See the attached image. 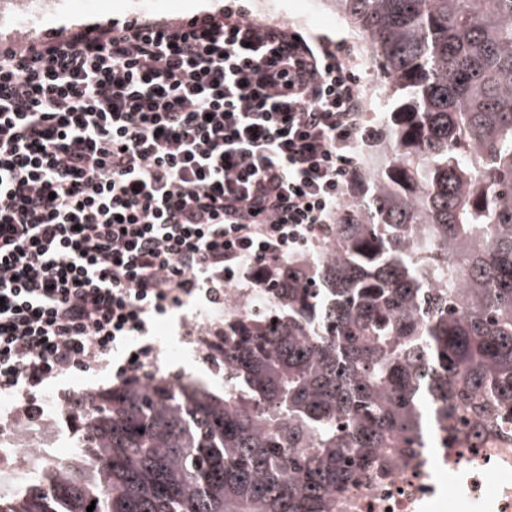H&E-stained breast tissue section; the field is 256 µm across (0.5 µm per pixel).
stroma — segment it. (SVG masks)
I'll use <instances>...</instances> for the list:
<instances>
[{
    "instance_id": "obj_1",
    "label": "stroma",
    "mask_w": 512,
    "mask_h": 512,
    "mask_svg": "<svg viewBox=\"0 0 512 512\" xmlns=\"http://www.w3.org/2000/svg\"><path fill=\"white\" fill-rule=\"evenodd\" d=\"M14 0H0V41L22 42L35 39L60 27H72L145 16L156 19H178L221 8L227 0H26L27 17L14 21ZM253 15L271 21L284 22L304 31L327 35L340 43L358 77L365 96L366 121L369 135L380 131L374 118L384 104L386 89L378 79V69L366 51L352 25L336 14L329 0H243ZM224 323V311L208 305L190 303L173 317L157 323L154 337L162 346V354L142 372L143 378L160 377L169 381H194L215 394L224 392V368L208 356L197 338L186 335L187 328L198 334L219 329ZM111 372H73L53 382L43 393L44 422L31 434L42 443V452L52 455L61 441H73L72 427L61 415V395L71 392L98 393L116 386Z\"/></svg>"
}]
</instances>
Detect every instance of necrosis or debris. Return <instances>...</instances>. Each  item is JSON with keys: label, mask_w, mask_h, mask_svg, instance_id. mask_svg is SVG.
I'll return each mask as SVG.
<instances>
[{"label": "necrosis or debris", "mask_w": 512, "mask_h": 512, "mask_svg": "<svg viewBox=\"0 0 512 512\" xmlns=\"http://www.w3.org/2000/svg\"><path fill=\"white\" fill-rule=\"evenodd\" d=\"M336 512H512V423L454 448H419L363 467Z\"/></svg>", "instance_id": "1"}]
</instances>
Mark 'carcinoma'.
<instances>
[{
  "mask_svg": "<svg viewBox=\"0 0 512 512\" xmlns=\"http://www.w3.org/2000/svg\"><path fill=\"white\" fill-rule=\"evenodd\" d=\"M333 2L390 114L334 238L209 332L224 395H92L71 464L0 512H334L364 461L512 413V0Z\"/></svg>",
  "mask_w": 512,
  "mask_h": 512,
  "instance_id": "cac0c4a2",
  "label": "carcinoma"
}]
</instances>
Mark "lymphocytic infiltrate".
Returning a JSON list of instances; mask_svg holds the SVG:
<instances>
[{"label":"lymphocytic infiltrate","instance_id":"1","mask_svg":"<svg viewBox=\"0 0 512 512\" xmlns=\"http://www.w3.org/2000/svg\"><path fill=\"white\" fill-rule=\"evenodd\" d=\"M364 99L336 42L228 6L0 46V436L69 370L125 380L155 317L324 243Z\"/></svg>","mask_w":512,"mask_h":512}]
</instances>
